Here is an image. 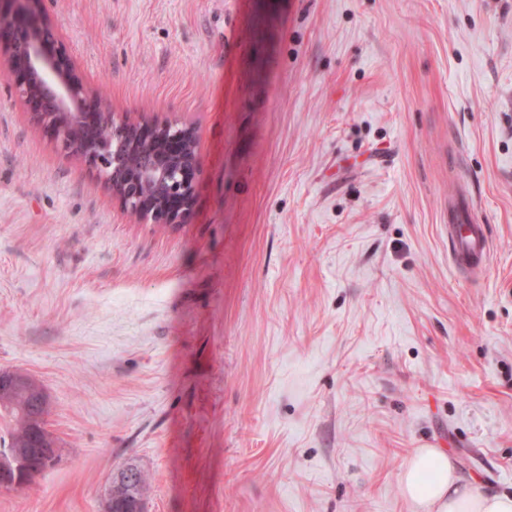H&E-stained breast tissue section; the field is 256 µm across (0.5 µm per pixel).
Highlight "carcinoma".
<instances>
[{
	"label": "carcinoma",
	"instance_id": "1",
	"mask_svg": "<svg viewBox=\"0 0 512 512\" xmlns=\"http://www.w3.org/2000/svg\"><path fill=\"white\" fill-rule=\"evenodd\" d=\"M50 411L51 402L45 386L30 374L25 386L0 392V421L5 423V434L0 437V443L5 448L32 447L37 428L46 424ZM127 469L131 475L120 478L114 474L107 487L112 492V499L123 504L147 497L150 490L149 477L138 465L128 463L119 472Z\"/></svg>",
	"mask_w": 512,
	"mask_h": 512
}]
</instances>
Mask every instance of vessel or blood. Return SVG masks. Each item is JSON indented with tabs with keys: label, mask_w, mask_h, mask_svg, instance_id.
I'll list each match as a JSON object with an SVG mask.
<instances>
[{
	"label": "vessel or blood",
	"mask_w": 512,
	"mask_h": 512,
	"mask_svg": "<svg viewBox=\"0 0 512 512\" xmlns=\"http://www.w3.org/2000/svg\"><path fill=\"white\" fill-rule=\"evenodd\" d=\"M477 209L473 199L459 196L448 221V249L453 266L471 276L485 270L491 250L486 225L475 219Z\"/></svg>",
	"instance_id": "vessel-or-blood-1"
}]
</instances>
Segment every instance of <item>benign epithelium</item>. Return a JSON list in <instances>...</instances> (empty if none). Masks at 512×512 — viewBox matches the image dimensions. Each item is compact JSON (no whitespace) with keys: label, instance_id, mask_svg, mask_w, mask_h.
Returning <instances> with one entry per match:
<instances>
[{"label":"benign epithelium","instance_id":"benign-epithelium-1","mask_svg":"<svg viewBox=\"0 0 512 512\" xmlns=\"http://www.w3.org/2000/svg\"><path fill=\"white\" fill-rule=\"evenodd\" d=\"M0 60L34 123L100 177L127 213L154 224H187L200 170L195 128L177 120H132L82 79L44 0H0ZM61 461L43 427L37 447L0 455V489L24 486L32 458Z\"/></svg>","mask_w":512,"mask_h":512}]
</instances>
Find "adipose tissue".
Returning <instances> with one entry per match:
<instances>
[{
  "label": "adipose tissue",
  "instance_id": "adipose-tissue-1",
  "mask_svg": "<svg viewBox=\"0 0 512 512\" xmlns=\"http://www.w3.org/2000/svg\"><path fill=\"white\" fill-rule=\"evenodd\" d=\"M400 483L412 512H512V493L481 490L438 448L417 449L405 462Z\"/></svg>",
  "mask_w": 512,
  "mask_h": 512
}]
</instances>
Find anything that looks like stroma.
<instances>
[{"instance_id": "stroma-1", "label": "stroma", "mask_w": 512, "mask_h": 512, "mask_svg": "<svg viewBox=\"0 0 512 512\" xmlns=\"http://www.w3.org/2000/svg\"><path fill=\"white\" fill-rule=\"evenodd\" d=\"M113 111L193 125L186 224L123 211L0 75V370L60 463L0 512H411L512 492V0H44ZM465 186L485 276L448 256ZM426 471L433 474L430 481L423 480ZM400 483L412 512H512V493L481 490L438 448H418L405 462ZM128 469L131 471L130 476H123L121 479L118 477V473L124 475V471ZM109 492L105 495V511L116 512L117 507L112 502H121L122 504L130 503L137 498H144L138 500L133 506L135 512H146L145 499L150 490V481L148 475L134 463H127L120 468L115 474L112 475V482L109 483L108 487L105 488V492ZM112 490V493L110 492Z\"/></svg>"}]
</instances>
